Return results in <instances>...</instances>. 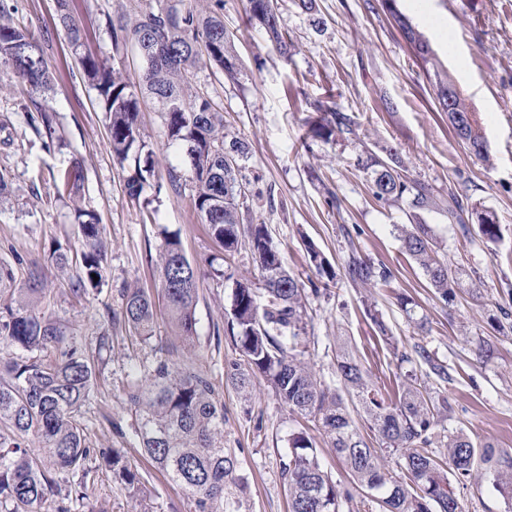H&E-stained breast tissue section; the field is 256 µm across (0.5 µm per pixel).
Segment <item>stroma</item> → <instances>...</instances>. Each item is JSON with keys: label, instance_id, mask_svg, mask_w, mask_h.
Segmentation results:
<instances>
[{"label": "stroma", "instance_id": "35a3bbf8", "mask_svg": "<svg viewBox=\"0 0 512 512\" xmlns=\"http://www.w3.org/2000/svg\"><path fill=\"white\" fill-rule=\"evenodd\" d=\"M153 8L220 13L231 35L238 72L227 78L206 57L193 65V88L224 112L226 138L244 143V174L250 180L241 209L244 223L266 224L274 245L293 274L311 290L303 313L304 359L330 388H337L336 351L347 346L367 379L394 393L407 373H416L432 395L449 397L452 418L434 430L432 451L444 452L449 433L463 431L477 442L512 450V329L492 332L501 309L512 311V0H399L453 76L485 137L488 161L458 143L447 113L441 112L434 80L422 69L381 0H279V25L291 42L281 53L263 29L249 22L246 0H149ZM15 19L42 42L54 90L47 98L58 117L59 145L46 150L22 108L24 83L0 66V172L10 195L0 202V262L24 283L31 263L46 264L53 242L68 243L72 261L54 273L39 309L61 324L68 340L89 358L94 386L80 423L90 454L82 471L58 475L56 486L35 512H197L195 501L142 454L134 432L129 392L143 385L144 367L176 340L164 315H157L147 342L130 338L108 316L120 312L125 288L154 290L156 251L167 233L178 234L187 258L207 267L216 250L190 204L188 159L167 147V128L150 97L141 100V126L152 150L156 182L146 197H158L155 223L143 220L125 184L134 161L112 156L106 115L83 83L78 58L66 34L53 22V0H15ZM102 60L119 65L137 85L142 61L134 46L114 47L110 32L97 28L88 46ZM337 110L352 130L330 140L312 138L307 122ZM397 156L407 175L432 187L436 207L412 213L407 201L374 200L369 157ZM85 176L81 203L95 210L110 246L98 290L78 296L70 289L81 273L78 205L58 198L54 180L73 161ZM182 175L180 191L165 186L169 167ZM456 191L471 217L461 226L448 221V193ZM492 213L501 228L487 242L473 219ZM419 219L436 249L460 269L464 284L453 305L441 301L421 267L404 251L400 225ZM313 242L336 277L320 279L304 248ZM385 264L388 284L366 288L346 272L351 252ZM233 280L208 276L199 282L195 312L197 366L217 385L224 402V446L236 459L235 483L224 493V512H289L282 463L291 434L307 428L263 377L249 392L226 378L235 357L223 327L234 279L258 280L248 242L231 261ZM414 305L406 313L397 300ZM375 303L388 329L381 337L365 312ZM427 331H420L417 320ZM492 337L497 353L486 364L475 352ZM426 346L447 364L451 383L439 381L415 353ZM104 448L119 450L142 478L133 489L103 460Z\"/></svg>", "mask_w": 512, "mask_h": 512}]
</instances>
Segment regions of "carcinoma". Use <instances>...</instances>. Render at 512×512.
Returning <instances> with one entry per match:
<instances>
[{
    "label": "carcinoma",
    "instance_id": "1",
    "mask_svg": "<svg viewBox=\"0 0 512 512\" xmlns=\"http://www.w3.org/2000/svg\"><path fill=\"white\" fill-rule=\"evenodd\" d=\"M73 0H54L58 23L74 50L85 46L89 30L73 15ZM387 11L405 41L414 50L426 72L433 73L437 98L448 113L453 131L472 155L487 157V143L473 112L461 98L454 79L442 69L428 40L413 20L402 13L398 0H387ZM15 6L0 0V63L10 67L29 86L24 109L37 133L45 134L51 148L57 115L37 100L50 90L52 79L40 42L13 22ZM250 20L264 29L269 40L288 51V36L278 22V0H247ZM100 24L112 34L113 46L138 40L142 48L139 89H133L120 69L98 57L79 56L80 77L96 91L106 114L112 155L124 162L130 154L144 156L126 183L130 198L141 197L143 185L155 175L151 152L144 141L139 115L140 95H149L164 114L168 147L184 150L191 160L194 193L191 206L208 226V232L223 249L220 263L210 262L202 272L186 256L177 235L164 237L158 246V292L175 335L193 345L198 285L202 276L226 278L222 261L238 250L242 174L246 149L238 139L226 140L224 113L209 96L193 90L190 68L204 55L228 77L236 73V57L224 20L207 13L166 9H137L134 15H107ZM453 88V100L445 91ZM350 118L332 112L310 124L309 133L330 139L349 129ZM372 196L382 203L409 199L410 208L424 210L433 202L432 189L402 173L400 162L370 159ZM57 196L74 201L82 198L84 175L79 164L65 172L56 186ZM82 237L83 275L72 284L76 295L96 289L104 277L108 241L98 214L76 208ZM448 221L466 225L469 217L453 189H448ZM479 233L494 242L500 225L490 216L478 220ZM405 252L423 269L439 297L451 302L460 288L458 271L435 250L425 224L402 230ZM251 254L262 288L248 279L234 281L226 330L238 358L230 363L228 377L245 391L251 377H265L289 410L309 416L330 440L351 477L342 485L323 471L312 438L304 431L292 434L282 475L290 512H341L342 502L352 499L351 490L367 489L379 512H465L453 484L467 485L483 477L504 499L512 512V451L493 444L477 443L459 430L448 434L447 454L439 458L429 449L431 435L441 418L452 412L449 400L434 402L416 386V379L390 398L364 376L352 352L336 353V377L351 398L357 415L370 424L375 441L367 440L340 394L317 378L303 359L305 340L302 312L304 284L285 266L264 224L248 228ZM310 262L320 277L333 280L335 273L317 247L305 244ZM351 281L387 283L392 271L353 252L346 262ZM10 265L0 264V343L33 352V357L9 359L3 367L11 382L0 385V423L12 433L32 435L39 448L28 450L6 442L0 435V498L14 504L13 512H29L56 485L59 474L75 472L89 455L78 413L88 400L93 381L92 366L82 348L67 341L55 321L37 312L36 304L47 291L45 270L36 265L17 288ZM156 302L143 288L125 290L120 315L112 320L124 324L143 341L152 337ZM416 353L442 382L452 381L448 366L439 363L422 345ZM147 383L129 394L134 429L144 455L196 502L198 512H224V490L233 480L235 457L224 448V405L208 373L192 361L178 365L159 357L146 370ZM400 460L402 474L390 472L381 463L382 453ZM113 472L128 485L141 477L115 449H104Z\"/></svg>",
    "mask_w": 512,
    "mask_h": 512
}]
</instances>
